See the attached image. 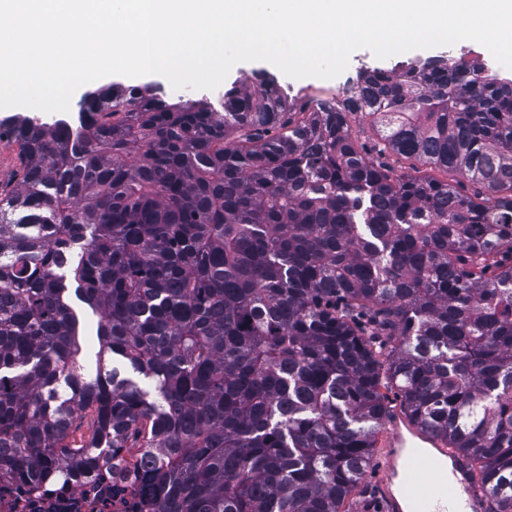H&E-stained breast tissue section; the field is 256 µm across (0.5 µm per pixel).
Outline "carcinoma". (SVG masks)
I'll list each match as a JSON object with an SVG mask.
<instances>
[{
    "instance_id": "cac0c4a2",
    "label": "carcinoma",
    "mask_w": 512,
    "mask_h": 512,
    "mask_svg": "<svg viewBox=\"0 0 512 512\" xmlns=\"http://www.w3.org/2000/svg\"><path fill=\"white\" fill-rule=\"evenodd\" d=\"M359 80L296 107L265 75L222 112L111 85L77 126L0 122L21 159L0 186V477L139 448L160 512H344L392 391L485 512H512V78L432 57ZM390 154L446 179L395 178ZM350 125L354 139L358 145H364L365 153L369 158L376 159V150H373L375 144H378V138L375 128L370 124L368 118L361 115L350 116Z\"/></svg>"
}]
</instances>
